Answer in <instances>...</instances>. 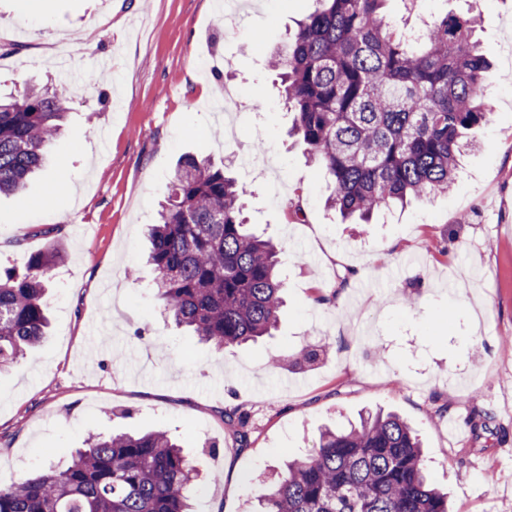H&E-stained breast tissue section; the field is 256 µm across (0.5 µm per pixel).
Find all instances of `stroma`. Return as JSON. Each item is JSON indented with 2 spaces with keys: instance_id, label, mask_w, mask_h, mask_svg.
Segmentation results:
<instances>
[{
  "instance_id": "stroma-1",
  "label": "stroma",
  "mask_w": 512,
  "mask_h": 512,
  "mask_svg": "<svg viewBox=\"0 0 512 512\" xmlns=\"http://www.w3.org/2000/svg\"><path fill=\"white\" fill-rule=\"evenodd\" d=\"M313 8L242 0L228 28L217 0H0V93H71L45 166L0 197L1 268L64 249L49 335L0 370V486L66 466L88 433L163 429L207 471L194 512H252L286 454L384 409L418 431L453 512H512V0H388L408 28L478 18L492 114L447 193L368 224L326 207L269 65ZM187 154L229 164L282 251L277 329L219 353L128 274Z\"/></svg>"
}]
</instances>
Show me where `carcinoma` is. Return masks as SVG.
<instances>
[{
  "label": "carcinoma",
  "instance_id": "1",
  "mask_svg": "<svg viewBox=\"0 0 512 512\" xmlns=\"http://www.w3.org/2000/svg\"><path fill=\"white\" fill-rule=\"evenodd\" d=\"M387 0H315L278 50L283 96L308 155L331 179L330 207L367 222L375 210L445 192L466 131L489 121V63L474 21L448 12L412 38ZM69 91L36 85L0 99V194L18 195L39 169ZM149 280L173 321L220 352L271 333L284 282L273 242L248 231L242 191L224 167L185 155L149 228ZM58 243L0 271V369L39 344ZM198 469L168 434L90 436L64 469L0 488V512H191ZM258 512H449L426 474L420 441L395 413L327 429L280 471Z\"/></svg>",
  "mask_w": 512,
  "mask_h": 512
}]
</instances>
